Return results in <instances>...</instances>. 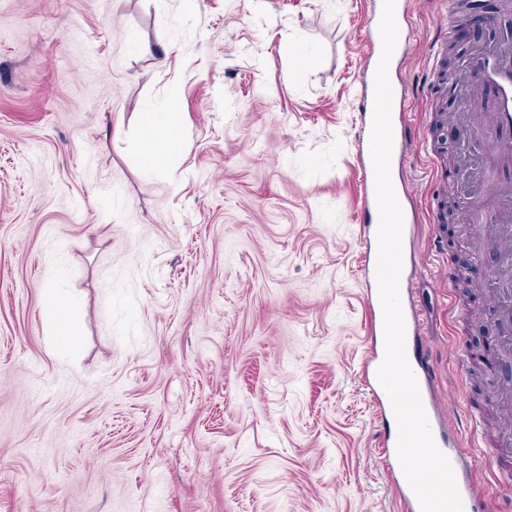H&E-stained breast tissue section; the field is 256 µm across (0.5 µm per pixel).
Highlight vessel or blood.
Returning <instances> with one entry per match:
<instances>
[{"label": "vessel or blood", "mask_w": 512, "mask_h": 512, "mask_svg": "<svg viewBox=\"0 0 512 512\" xmlns=\"http://www.w3.org/2000/svg\"><path fill=\"white\" fill-rule=\"evenodd\" d=\"M439 22L441 34L436 42L437 47L447 45L455 33L459 18L458 0H439ZM382 0H373L368 17L369 34L366 38L368 61L362 69V79L366 86H373L375 72L382 52L379 34ZM395 18L399 29V37L395 51L391 57L388 75L393 90L391 119L394 131V144L391 162L399 164L407 149L408 131L410 129L406 113L411 106V98L405 83L401 79L403 64L414 41V30L411 23L410 0H396ZM474 67L480 68L486 82L498 88V107L493 122L500 128L512 129V56L489 52L478 56ZM374 98L366 96L362 103L360 119L361 128L357 139V175L362 184L361 214L364 222L375 224L379 221L376 200L374 168L370 154V139L373 122ZM497 217L490 227V240L498 245L503 253V266L497 282L501 297L500 322L504 332L512 333V190H497ZM364 296L367 301L370 333L380 336L384 333V315L379 298L376 279V264L368 262L365 272ZM384 346H376L368 350L361 363L366 376V386L370 392L376 412L392 414L393 407L386 392L381 387L376 373L383 361ZM422 403L426 412L434 439H447V457L450 460L464 512H496L495 501L486 493L472 476L468 475L465 464L468 450L466 440L477 439L481 442L485 466L491 470L494 478L512 481V455L501 445L487 439L484 433L483 417L480 413H470L466 426H445L441 421L440 409L436 399L423 395ZM398 431L390 429L383 442L381 457L392 479L395 494L400 501L402 512H421L419 501L411 489L397 455Z\"/></svg>", "instance_id": "b4317fda"}]
</instances>
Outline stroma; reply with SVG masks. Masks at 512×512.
Segmentation results:
<instances>
[{
  "label": "stroma",
  "mask_w": 512,
  "mask_h": 512,
  "mask_svg": "<svg viewBox=\"0 0 512 512\" xmlns=\"http://www.w3.org/2000/svg\"><path fill=\"white\" fill-rule=\"evenodd\" d=\"M412 2L410 344L435 399L459 423L482 411L493 439L512 387L497 300L448 284L497 267L458 199L512 167L463 155L456 133L477 124L457 76L489 115L469 64L512 49V0H469L440 86L436 0ZM369 8L0 0V512H399L359 365L375 343L355 147ZM170 110L181 146L147 171L143 116ZM434 194L465 217L437 237ZM50 288L72 300L77 355L50 344Z\"/></svg>",
  "instance_id": "35a3bbf8"
}]
</instances>
